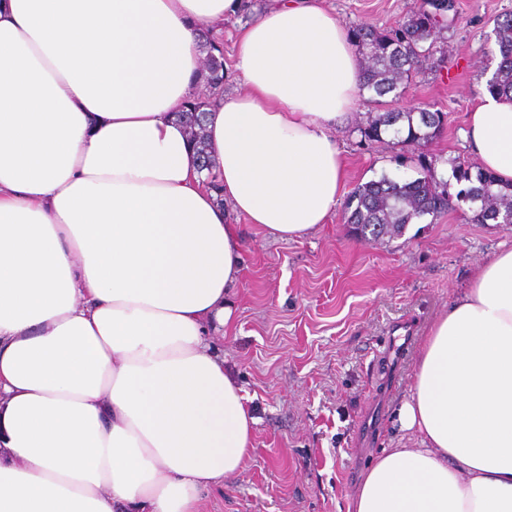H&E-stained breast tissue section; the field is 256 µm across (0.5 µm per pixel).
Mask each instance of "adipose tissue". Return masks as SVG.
<instances>
[{"label": "adipose tissue", "instance_id": "adipose-tissue-1", "mask_svg": "<svg viewBox=\"0 0 512 512\" xmlns=\"http://www.w3.org/2000/svg\"><path fill=\"white\" fill-rule=\"evenodd\" d=\"M242 0H0V512H199L242 472L256 419L211 338L243 219L296 239L344 187L331 136L359 55L321 0H279L232 53L202 171L177 111L199 33ZM512 184V98L465 132ZM223 189L215 195L208 180ZM384 452L348 512H512V249L424 336Z\"/></svg>", "mask_w": 512, "mask_h": 512}]
</instances>
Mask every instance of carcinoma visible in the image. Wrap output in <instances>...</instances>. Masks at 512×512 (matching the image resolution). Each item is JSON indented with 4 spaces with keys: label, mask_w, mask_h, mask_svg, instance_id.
I'll return each instance as SVG.
<instances>
[{
    "label": "carcinoma",
    "mask_w": 512,
    "mask_h": 512,
    "mask_svg": "<svg viewBox=\"0 0 512 512\" xmlns=\"http://www.w3.org/2000/svg\"><path fill=\"white\" fill-rule=\"evenodd\" d=\"M456 0H422L421 5L391 27L359 24L350 30L352 43L364 63L361 89L371 92L367 103L383 104L389 94L398 100L404 89L422 72V62L433 55L440 31L453 19ZM493 35L497 51H488V63L480 76L487 78L493 93L512 94V12L494 19ZM206 65L201 71L206 92L177 112L185 125L196 152L208 166L210 155L205 133L206 106L209 100L224 93V44L222 36L212 35L203 44ZM447 113L429 108L415 111L390 110L358 128L361 139L384 142L391 137L395 144L413 150L437 138L447 126ZM419 177L398 181L384 174L353 189L345 206V223L364 239L379 241L402 235L406 225L425 216L438 218L450 210L469 205L474 224H502L512 214V185L502 186L489 172L471 171L460 163L454 168L453 190L438 169V160L423 154L414 159Z\"/></svg>",
    "instance_id": "carcinoma-1"
}]
</instances>
